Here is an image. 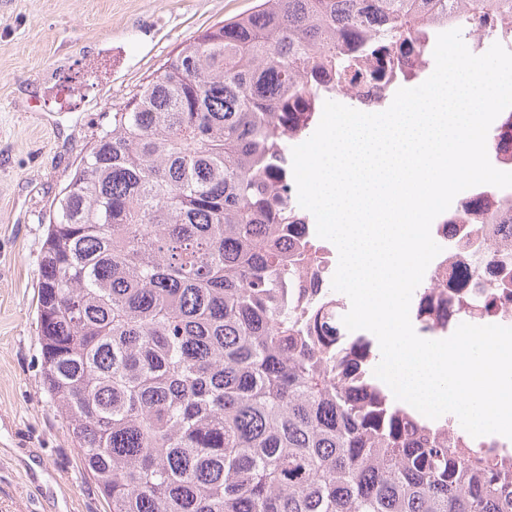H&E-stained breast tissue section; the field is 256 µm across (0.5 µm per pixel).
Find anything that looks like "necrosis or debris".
I'll list each match as a JSON object with an SVG mask.
<instances>
[{"label": "necrosis or debris", "mask_w": 512, "mask_h": 512, "mask_svg": "<svg viewBox=\"0 0 512 512\" xmlns=\"http://www.w3.org/2000/svg\"><path fill=\"white\" fill-rule=\"evenodd\" d=\"M458 24L455 18L444 25L423 24L419 50L398 57L383 77L340 87L338 95L351 98L359 111H377L399 84L429 70L433 44L428 32ZM432 234L442 251L431 262L434 288L417 295L411 309L418 335L448 338L463 321L459 308L467 305L478 311L472 324L512 327V188L483 189L475 210L459 202L451 205L436 217Z\"/></svg>", "instance_id": "necrosis-or-debris-1"}]
</instances>
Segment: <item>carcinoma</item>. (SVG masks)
Segmentation results:
<instances>
[{
	"instance_id": "1",
	"label": "carcinoma",
	"mask_w": 512,
	"mask_h": 512,
	"mask_svg": "<svg viewBox=\"0 0 512 512\" xmlns=\"http://www.w3.org/2000/svg\"><path fill=\"white\" fill-rule=\"evenodd\" d=\"M459 3L512 37V0H259L112 113L38 292L47 392L108 512H512V462L372 398L371 360L344 379L341 327L293 292L323 247L290 223L288 102Z\"/></svg>"
}]
</instances>
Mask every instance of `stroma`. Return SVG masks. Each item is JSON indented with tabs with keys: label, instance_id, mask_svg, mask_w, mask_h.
<instances>
[{
	"label": "stroma",
	"instance_id": "obj_1",
	"mask_svg": "<svg viewBox=\"0 0 512 512\" xmlns=\"http://www.w3.org/2000/svg\"><path fill=\"white\" fill-rule=\"evenodd\" d=\"M256 0H0V512H107L53 410L39 263L61 189L182 44Z\"/></svg>",
	"mask_w": 512,
	"mask_h": 512
}]
</instances>
